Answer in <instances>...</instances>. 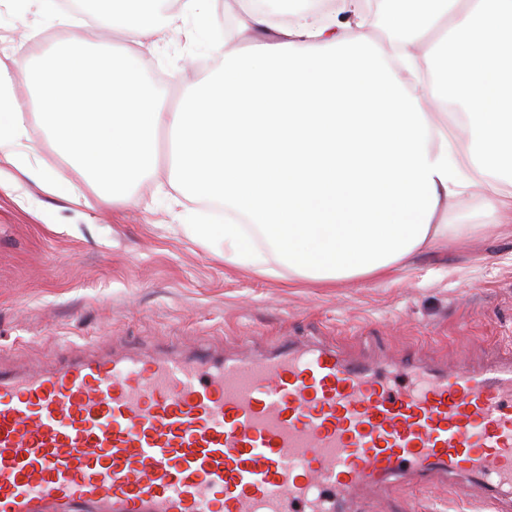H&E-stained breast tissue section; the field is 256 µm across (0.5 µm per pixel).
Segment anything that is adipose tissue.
Here are the masks:
<instances>
[{
	"label": "adipose tissue",
	"mask_w": 512,
	"mask_h": 512,
	"mask_svg": "<svg viewBox=\"0 0 512 512\" xmlns=\"http://www.w3.org/2000/svg\"><path fill=\"white\" fill-rule=\"evenodd\" d=\"M40 67L13 54L0 68V160L79 203L26 135L36 119L57 154L103 201L136 203L166 134L164 205L186 199L180 228L254 272L330 283L413 268L447 240L439 215L462 194L489 212L512 208V0H390L384 24L399 68L355 36L367 0L336 11L241 0L245 24L271 32L248 55L219 45L220 69L160 98L140 54L90 42L83 30L133 41L191 26L204 36L208 0H177L149 16L147 0H101ZM36 100L22 110L14 73Z\"/></svg>",
	"instance_id": "obj_1"
}]
</instances>
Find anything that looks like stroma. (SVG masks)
<instances>
[{"label": "stroma", "mask_w": 512, "mask_h": 512, "mask_svg": "<svg viewBox=\"0 0 512 512\" xmlns=\"http://www.w3.org/2000/svg\"><path fill=\"white\" fill-rule=\"evenodd\" d=\"M71 26L43 25L37 0H0V45L47 56ZM143 51L156 88L177 99L208 78L219 56L201 57L185 31L154 35ZM28 135L45 166L81 194V205L23 181L0 189V367L36 369L89 343L124 351L238 337L256 349L278 336H314L353 354L406 349L438 362H477L512 344V238L449 239L400 280L289 282L224 261L183 233L155 200L169 182L166 158L134 206L100 201L36 125ZM484 488L459 477L423 492L397 481L366 493L360 512H491Z\"/></svg>", "instance_id": "35a3bbf8"}]
</instances>
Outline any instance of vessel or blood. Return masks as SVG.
Wrapping results in <instances>:
<instances>
[{"instance_id":"b4317fda","label":"vessel or blood","mask_w":512,"mask_h":512,"mask_svg":"<svg viewBox=\"0 0 512 512\" xmlns=\"http://www.w3.org/2000/svg\"><path fill=\"white\" fill-rule=\"evenodd\" d=\"M453 474L512 497V347L385 368L283 336L0 370V512H351Z\"/></svg>"}]
</instances>
